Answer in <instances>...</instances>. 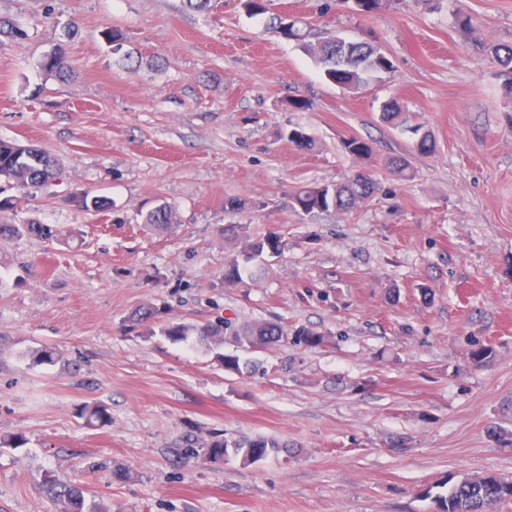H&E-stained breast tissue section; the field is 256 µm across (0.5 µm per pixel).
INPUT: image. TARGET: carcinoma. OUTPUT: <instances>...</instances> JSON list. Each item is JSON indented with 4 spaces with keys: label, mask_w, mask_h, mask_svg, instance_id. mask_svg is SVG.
Listing matches in <instances>:
<instances>
[{
    "label": "carcinoma",
    "mask_w": 512,
    "mask_h": 512,
    "mask_svg": "<svg viewBox=\"0 0 512 512\" xmlns=\"http://www.w3.org/2000/svg\"><path fill=\"white\" fill-rule=\"evenodd\" d=\"M396 0H354L355 10L364 18H371L384 12ZM454 25L462 36L482 43L485 52L499 64L512 67V43L485 42L472 16L460 12L454 14ZM281 33L300 47L323 67L325 80L348 90H358L374 80L393 72L394 65L382 49L376 37L365 31L357 39H346L338 34L325 36L315 43L307 38L310 32L299 22L292 21L281 28ZM43 72L63 79L75 77V71L68 64L66 53L60 46L45 54L40 62ZM379 117L382 122L414 137L413 147L421 154L434 152L435 144L428 131L419 124L410 123V117L394 100L381 106ZM347 154L363 159L373 153L368 141L360 136H351L342 141ZM62 179V168L55 157L40 149L0 140V181L8 184L17 194L0 198V213L14 210L20 200L33 201L38 193L55 185ZM376 183L365 171H357L343 182L335 184L313 183L302 187L293 195L295 211L314 217L331 211L350 213L365 204L375 193ZM80 204L88 210L106 211L112 207L111 200L102 195L84 193ZM175 209L169 203H162L149 210L143 217L148 227L163 231L176 223ZM23 231L50 237L52 229L42 224H0V239H6ZM285 245L282 237L275 233L263 234L245 240L239 256L233 258L224 270V283L248 285L261 279L258 269L250 262L268 251L280 252ZM210 348L226 345L236 348H264L288 339V329L270 322H253L234 326L228 321L207 325L201 329L187 323H169L161 327V333L172 341H185L192 333ZM294 341L307 347H315L326 341V336L308 328L293 331ZM282 448L280 442L271 437L255 436L232 443L214 440L206 445L205 455L211 461L221 460L228 455L241 457L245 463L253 464L263 460ZM42 487L56 512H111L109 508H85L87 489L82 483L68 482L56 475L46 474ZM436 512H495L500 505L512 503V480L497 475L466 477L453 485L444 494L435 496Z\"/></svg>",
    "instance_id": "cac0c4a2"
}]
</instances>
